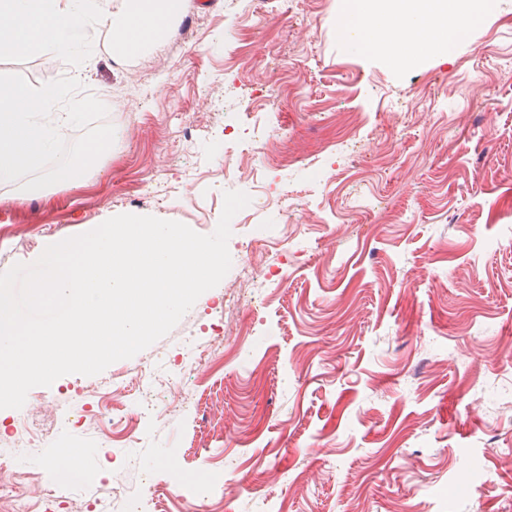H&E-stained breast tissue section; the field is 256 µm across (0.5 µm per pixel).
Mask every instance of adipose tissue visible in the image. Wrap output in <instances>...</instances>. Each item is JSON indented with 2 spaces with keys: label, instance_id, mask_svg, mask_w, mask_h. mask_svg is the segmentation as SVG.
Instances as JSON below:
<instances>
[{
  "label": "adipose tissue",
  "instance_id": "ef3b65f1",
  "mask_svg": "<svg viewBox=\"0 0 512 512\" xmlns=\"http://www.w3.org/2000/svg\"><path fill=\"white\" fill-rule=\"evenodd\" d=\"M468 8L464 0H363L344 19L372 51L408 62L425 50L444 49ZM171 10L144 8L141 0H0V39L17 51L74 55L89 28L116 30L127 51L144 53L170 25Z\"/></svg>",
  "mask_w": 512,
  "mask_h": 512
}]
</instances>
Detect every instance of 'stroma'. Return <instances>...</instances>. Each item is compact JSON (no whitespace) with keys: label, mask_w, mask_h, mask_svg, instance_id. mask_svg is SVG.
<instances>
[{"label":"stroma","mask_w":512,"mask_h":512,"mask_svg":"<svg viewBox=\"0 0 512 512\" xmlns=\"http://www.w3.org/2000/svg\"><path fill=\"white\" fill-rule=\"evenodd\" d=\"M185 2L145 55L115 51L111 31L80 59L0 44V73L33 86L81 75L116 135L77 188L24 198L0 184V273L118 214L212 233L210 137L239 112L269 110L276 138L234 154L237 190L255 171L269 198L297 193L306 234L254 248L276 283L263 307L218 322L238 291L225 276L136 358L0 409V440L31 415L44 433L26 458L41 470L54 448L86 449L78 494L95 512H122L162 448L185 477L239 487L190 503L164 489L151 512H512L498 466L512 451V0L447 53L403 64L343 30L346 0ZM231 332L242 352L203 363L197 405L146 441L125 446L103 421L56 429L60 407L97 402L101 379Z\"/></svg>","instance_id":"stroma-1"}]
</instances>
